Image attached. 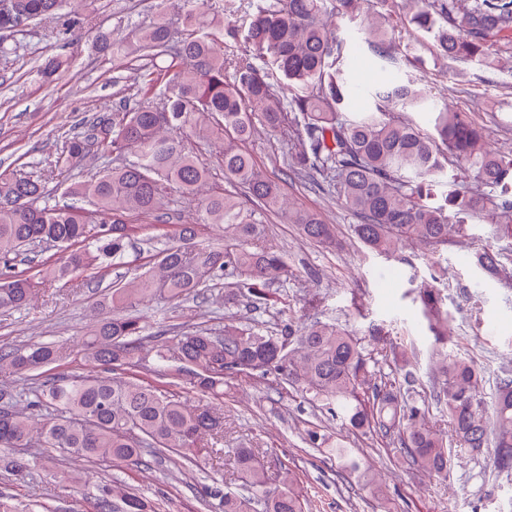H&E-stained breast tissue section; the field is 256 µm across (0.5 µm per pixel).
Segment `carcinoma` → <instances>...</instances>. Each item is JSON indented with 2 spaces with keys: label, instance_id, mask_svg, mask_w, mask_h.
<instances>
[{
  "label": "carcinoma",
  "instance_id": "1",
  "mask_svg": "<svg viewBox=\"0 0 512 512\" xmlns=\"http://www.w3.org/2000/svg\"><path fill=\"white\" fill-rule=\"evenodd\" d=\"M407 22L434 41L437 55L456 63L477 61L496 67L497 38L512 32V0H410ZM174 21L164 20L125 45L98 35L116 56L162 58V72L141 79L145 104L99 115L87 129L66 135L39 164L40 173L0 172V309H18L36 296L37 283L67 286L125 250L146 229L129 224L130 215L158 214L172 190L197 201L200 222L224 228V246L196 241L197 229L183 224L167 236L155 266L121 288L100 296L82 339L94 363L141 368L146 363L143 319L125 313L156 296L185 301L204 283L223 275L239 280L225 288L224 304L246 300L261 306L267 286L288 275L283 256L257 250L263 225L256 215H282L305 239L333 243L334 227L318 215L286 203L280 187L241 148L260 124L288 143L291 175L319 186H334L342 205L357 219L355 238L369 251L400 258L412 243L437 254L455 237L469 236L467 219L488 218L492 237L512 239V152L490 148L485 133L467 112L436 103L431 90L413 79L375 93L370 108L351 112L354 90L340 65L343 41L328 33L327 20L350 16L358 0H252L245 16L224 25V0H164ZM49 22L71 48L84 36L88 16L81 0H0V34L23 32ZM248 45V53L224 49V35ZM366 44L377 59L395 61L390 18L369 27ZM423 115L424 129L412 114ZM198 138L227 134L221 157L226 178L248 193L210 184V169L187 145ZM129 156L67 184L69 202L44 201L43 177L59 167ZM472 173L475 185L450 189L435 203L434 188L445 185L448 158ZM42 243L60 251L56 262L35 278L18 269L17 259ZM475 266L493 277L512 280V256L476 253ZM434 337L429 380L433 393L416 397L409 369L412 346L393 343L399 377L378 376V360L363 338L342 325L315 319L288 321L272 329L261 322L243 325L233 318L224 333L193 327L173 338V348L155 350L158 363L174 360L188 373L196 392L224 395V379L241 373L274 371L311 396L327 418L347 432L375 433L393 447L407 468L445 480L461 451L493 449V470L512 475V368L494 378L492 404L484 393L485 375L477 363L448 347V315L441 289L425 282L411 289ZM65 347L33 343L0 352V363L20 373L60 365ZM20 397L0 390V450L28 448L33 434L41 446L92 462L140 466L144 452L193 467L205 455L224 452V418L211 407H193L176 394L139 378L69 376L49 373L27 402L45 410L40 426L18 409ZM441 408L431 417L429 401ZM339 472L384 499L380 473L363 465V453L336 439L329 449ZM235 463L241 491L212 489L216 512H305L295 473L287 469L282 486L271 487L257 448H239ZM96 512H156V506L120 480L97 485ZM0 512H54L40 502L22 504L0 493Z\"/></svg>",
  "mask_w": 512,
  "mask_h": 512
}]
</instances>
